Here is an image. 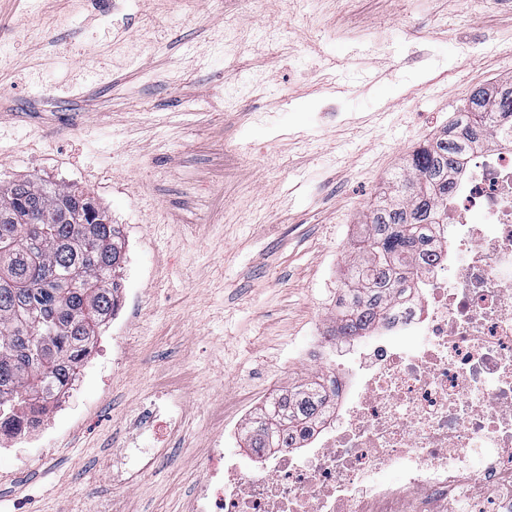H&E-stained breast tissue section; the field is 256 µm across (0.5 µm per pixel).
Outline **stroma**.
Returning <instances> with one entry per match:
<instances>
[{"mask_svg":"<svg viewBox=\"0 0 512 512\" xmlns=\"http://www.w3.org/2000/svg\"><path fill=\"white\" fill-rule=\"evenodd\" d=\"M238 29L232 46L218 38ZM382 76L368 81V68ZM512 82V0H0V180L85 190L119 224L123 363L0 447V512H188L215 444L317 372L345 255L391 175L480 86ZM185 431L109 479L147 397ZM232 442H222L225 427Z\"/></svg>","mask_w":512,"mask_h":512,"instance_id":"stroma-1","label":"stroma"}]
</instances>
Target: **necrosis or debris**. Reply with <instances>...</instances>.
I'll use <instances>...</instances> for the list:
<instances>
[{"label": "necrosis or debris", "instance_id": "necrosis-or-debris-1", "mask_svg": "<svg viewBox=\"0 0 512 512\" xmlns=\"http://www.w3.org/2000/svg\"><path fill=\"white\" fill-rule=\"evenodd\" d=\"M434 253L369 330L377 370L320 357L336 412L298 447L225 463L215 449L192 512H512V145L479 154L448 196ZM112 459L130 485L183 416L169 395Z\"/></svg>", "mask_w": 512, "mask_h": 512}]
</instances>
